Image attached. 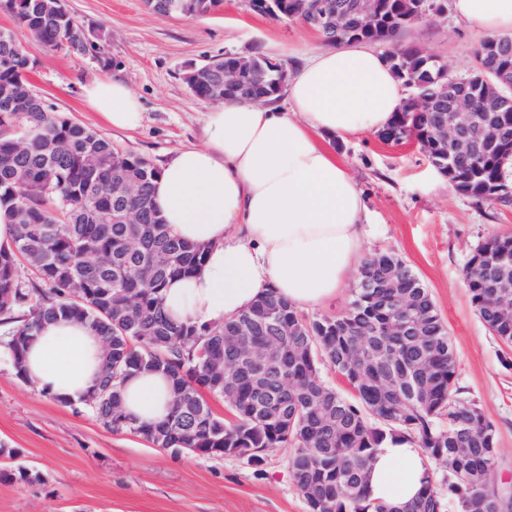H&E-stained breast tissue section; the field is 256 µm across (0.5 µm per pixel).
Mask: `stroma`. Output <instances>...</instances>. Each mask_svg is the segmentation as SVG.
Listing matches in <instances>:
<instances>
[{"instance_id": "obj_1", "label": "stroma", "mask_w": 512, "mask_h": 512, "mask_svg": "<svg viewBox=\"0 0 512 512\" xmlns=\"http://www.w3.org/2000/svg\"><path fill=\"white\" fill-rule=\"evenodd\" d=\"M67 7L83 26L86 52L46 48L0 10V26L12 28L37 61L33 89L57 112L159 165L200 143L212 108L184 82L189 68L254 52L293 68L325 47L303 23L254 13L246 0H223L219 11L202 17L159 15L144 0H67ZM480 39L447 9L403 34L456 76L473 70ZM104 77L121 79L139 98L144 120L135 131L113 130L84 103L83 86ZM332 148L365 197L369 251L396 253L430 290L457 354V384L494 423L498 474L512 480V347L490 333L462 279L479 243L512 233V207L476 205L416 147L359 134L333 140ZM0 442L18 449V464L35 476L30 483H0V512H307L289 449H270L259 468L234 456L160 450L137 435L110 431L85 404L60 402L26 384L3 350Z\"/></svg>"}]
</instances>
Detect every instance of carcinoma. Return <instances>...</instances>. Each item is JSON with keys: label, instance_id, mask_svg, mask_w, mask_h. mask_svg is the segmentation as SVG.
<instances>
[{"label": "carcinoma", "instance_id": "obj_1", "mask_svg": "<svg viewBox=\"0 0 512 512\" xmlns=\"http://www.w3.org/2000/svg\"><path fill=\"white\" fill-rule=\"evenodd\" d=\"M167 1L176 13L204 16L222 0H145L155 13ZM249 0L248 7L276 20L303 0ZM434 0H379L370 27L326 32L327 44H376L414 104L422 92L456 80L482 91L498 72L512 70V33L482 40L473 73L458 77L432 56L402 42L403 33L430 13ZM14 22L44 46L81 52L86 48L77 17L57 0H0ZM257 52L245 60L227 53L194 67L184 80L197 98L265 102L280 93L288 73ZM30 57L12 33L0 38V212L14 226L0 247V345L16 375L27 381V345L46 321L86 323L107 346L103 375L85 405L113 432H130L156 448H186L198 457H221L251 448H289V468L308 512H512L495 477L497 435L492 422L456 386V351L429 289L396 254L368 255L353 300L342 314L307 319L270 292L238 316L217 325L177 322L167 314L163 290L173 278L189 276L204 259L201 246L173 236L152 195L161 168L118 150L91 128L55 112L32 89ZM245 69V86L224 88V68ZM434 112H398L378 137L414 139L430 165L447 173L454 189L478 202L512 204L506 160L512 153V110L502 114L497 143L476 156L454 154L439 144ZM126 189L125 201L115 194ZM32 273L19 280L18 267ZM503 271L512 282V234H493L466 262L462 277L478 316L495 338L512 346V310L502 312L486 288L487 275ZM415 306L412 336L395 335L399 316L395 292ZM275 309L279 319L268 317ZM247 325L257 350L269 343L282 356L262 370L244 360L230 333ZM328 364L345 377L346 396L321 376ZM162 373L175 399L168 417L137 425L123 411L127 377ZM224 399L219 417L208 398ZM408 442L448 467L438 487L428 473L415 502L394 509L368 497L366 470L386 440Z\"/></svg>", "mask_w": 512, "mask_h": 512}]
</instances>
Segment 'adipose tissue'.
<instances>
[{"label":"adipose tissue","mask_w":512,"mask_h":512,"mask_svg":"<svg viewBox=\"0 0 512 512\" xmlns=\"http://www.w3.org/2000/svg\"><path fill=\"white\" fill-rule=\"evenodd\" d=\"M451 10L470 31H512V0H451ZM403 98L382 54L352 44L306 57L282 102L227 100L207 112L203 145L179 149L155 182L154 203L172 233L206 248L190 276L166 286L171 317L220 324L271 290L298 309L334 298L364 257L369 210L321 141L382 130ZM83 99L114 129L142 123L138 97L120 80L85 85ZM103 364L101 339L66 319L45 323L25 360L29 380L66 403L93 392ZM122 401L136 423L155 424L170 411L172 386L163 374L139 373L125 381ZM428 468L419 448L385 443L369 471L370 499L410 504Z\"/></svg>","instance_id":"1"}]
</instances>
